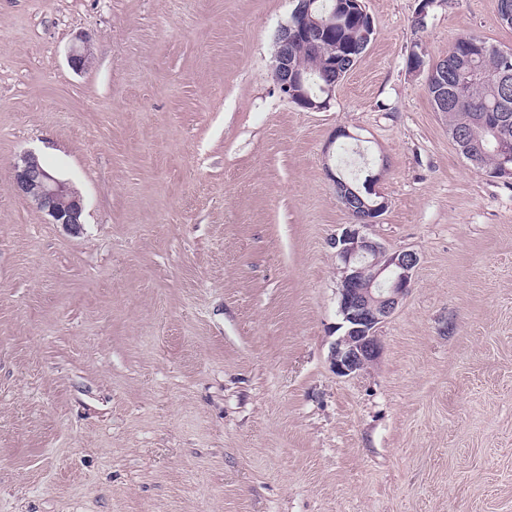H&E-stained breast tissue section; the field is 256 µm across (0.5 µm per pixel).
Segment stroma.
I'll return each mask as SVG.
<instances>
[{
  "mask_svg": "<svg viewBox=\"0 0 512 512\" xmlns=\"http://www.w3.org/2000/svg\"><path fill=\"white\" fill-rule=\"evenodd\" d=\"M363 3L374 38L314 112L272 75L293 0H0V512H512V185L410 66L512 29L496 0L421 30L419 0ZM27 151L80 235L16 194ZM355 151L388 200L369 235L420 263L340 376Z\"/></svg>",
  "mask_w": 512,
  "mask_h": 512,
  "instance_id": "stroma-1",
  "label": "stroma"
}]
</instances>
